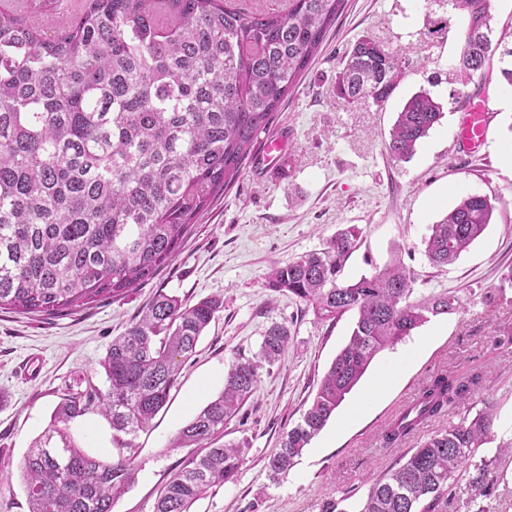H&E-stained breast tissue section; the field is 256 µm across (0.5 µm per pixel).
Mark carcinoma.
Returning <instances> with one entry per match:
<instances>
[{
  "mask_svg": "<svg viewBox=\"0 0 512 512\" xmlns=\"http://www.w3.org/2000/svg\"><path fill=\"white\" fill-rule=\"evenodd\" d=\"M343 0H288V11L248 10L228 0H84L55 28L27 11L0 10V309L54 315L103 298L121 299L151 279L180 250L197 216L240 175L261 136L307 71ZM463 12L460 65L484 70L492 52L489 0H451ZM410 65L366 34L346 51L336 74V104L384 105ZM443 117L425 90L398 112L388 156L410 160ZM497 199L461 197L432 225L424 256L442 268L484 232ZM359 231L336 232L323 248L277 262L267 287L287 292L321 321L351 312L347 344L327 369L301 421L283 433L265 468L288 475L311 440L375 357L432 316L464 309L461 297L411 296L413 272L394 259L356 281L342 278ZM224 310V299L190 305L157 294L112 339L101 367L106 390L66 387L48 427L18 464L28 512H112L135 481L133 455L110 460L87 452L70 424L97 409L112 430L134 440L165 406L182 363ZM288 326L264 333L255 359H236L223 391L174 436L170 447L200 449L160 491L154 512H190L209 491L231 482L245 460L242 443L216 445L256 392L262 364L288 348ZM474 382L451 371L431 376L415 402L390 421L395 445L445 414ZM494 410L411 449L380 475L349 512H448L456 479L490 486L487 461Z\"/></svg>",
  "mask_w": 512,
  "mask_h": 512,
  "instance_id": "cac0c4a2",
  "label": "carcinoma"
}]
</instances>
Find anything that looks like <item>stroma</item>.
Instances as JSON below:
<instances>
[{
  "label": "stroma",
  "mask_w": 512,
  "mask_h": 512,
  "mask_svg": "<svg viewBox=\"0 0 512 512\" xmlns=\"http://www.w3.org/2000/svg\"><path fill=\"white\" fill-rule=\"evenodd\" d=\"M446 21L443 34L430 21ZM463 18L450 0H345L292 95L277 112L272 132L287 131L296 163L288 175L248 163L241 175L192 224L181 251L153 279L119 300L104 299L55 315L0 310V512H28L17 464L48 426L66 386L104 387L101 367L113 338L157 293L188 303L224 299V309L201 336L197 353L182 367L179 384L150 428L139 434L135 484L112 512H154L166 482L192 454L171 447L174 435L224 388L235 358H254L265 330L286 324L290 344L281 360L263 367L256 392L224 427V442L247 446L234 482L195 502L191 512H335L345 497L360 499L369 485L418 443L443 431L449 420L472 416L491 404L495 440L478 455L494 459V483L480 495L468 478L452 490L454 506L471 512H512V457H496L497 443L512 440V98L493 55L484 76L458 67ZM411 61L383 106L361 100L336 104V73L345 48L362 35ZM487 95L492 121L479 155L468 157L455 142L457 110L464 93ZM427 90L444 116L407 162L392 161L385 145L398 112L415 92ZM466 194L504 198L484 233L445 268L431 266L423 241L431 224ZM362 231L359 248L343 277L358 279L393 255L414 273V298L453 292L462 312L432 317L411 335L376 356L335 416L305 448L283 479H269L268 455L283 431L294 426L336 354L346 344L353 314L336 323L316 320L302 302L266 286L273 263L318 250L340 228ZM416 348L405 372L391 385L376 381L395 352ZM452 369L474 380L469 399L448 416L385 447L389 420L410 405L435 372ZM362 407L352 416L354 407ZM72 430L85 449L112 459L123 434L96 412L78 418Z\"/></svg>",
  "instance_id": "1"
}]
</instances>
